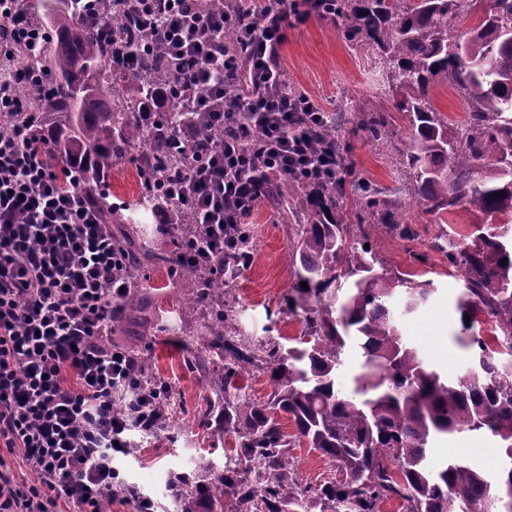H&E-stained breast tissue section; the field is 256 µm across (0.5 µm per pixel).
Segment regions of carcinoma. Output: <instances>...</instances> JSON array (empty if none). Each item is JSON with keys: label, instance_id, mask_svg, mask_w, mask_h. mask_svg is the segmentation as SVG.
I'll list each match as a JSON object with an SVG mask.
<instances>
[{"label": "carcinoma", "instance_id": "cac0c4a2", "mask_svg": "<svg viewBox=\"0 0 512 512\" xmlns=\"http://www.w3.org/2000/svg\"><path fill=\"white\" fill-rule=\"evenodd\" d=\"M122 2L100 0L112 25V41L104 43L77 0H41L31 15L49 39L38 67L53 81L30 98L49 164L64 176L85 175L90 203L111 213L112 223L147 224L158 197L172 196L167 175L195 152L168 142L170 129L189 120L211 141L224 138V128L177 111L181 88L161 46L144 55L134 74L116 67L122 50L149 41ZM320 7L349 47L376 56L381 94L406 113L410 131L398 145L387 109H362L357 121L367 138L395 154L396 186L378 187L357 172L341 140L342 115L327 120L310 143L316 156L336 148V179L296 173L286 187L259 183L254 204L295 224L288 259L296 283L287 305L303 315V330L288 348L248 336L241 311L224 302L227 279L195 264L176 268L177 278L191 283L187 306L208 303L199 335L224 369L220 394L207 401L206 424L216 421L237 447L235 462L207 482L176 476L181 512H193L200 494L214 512H224L226 495L242 505L234 512H308L306 489L286 472L288 449L303 440L343 475L319 488L325 512H378L392 498L402 512H512V0H332ZM462 10L475 16L465 32L454 24ZM445 86L460 98V123L434 104L435 90ZM137 143L145 145V161L136 167L138 197L125 211L111 210L93 183ZM413 199L441 225L433 249L461 281L456 311L469 333V365L453 378L433 368L402 330L400 315L429 298L433 281L385 269L371 239L377 228L415 240L417 230L404 223ZM459 211L482 214L488 224L453 237L444 224ZM170 223L175 235L163 253L135 252L125 233L115 239L129 255V282L140 278L144 261L166 263L193 244L197 230L186 207H173ZM144 310V292L135 286L112 308V332ZM348 347L357 351L358 365L344 379L341 355ZM261 367L274 383L264 405L235 382ZM278 414L294 421L296 435L282 431ZM461 433L493 440L494 471L459 456L433 461L434 440ZM249 462L262 466L253 480L241 468Z\"/></svg>", "mask_w": 512, "mask_h": 512}]
</instances>
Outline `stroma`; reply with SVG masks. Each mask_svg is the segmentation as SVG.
I'll use <instances>...</instances> for the list:
<instances>
[{"label":"stroma","instance_id":"35a3bbf8","mask_svg":"<svg viewBox=\"0 0 512 512\" xmlns=\"http://www.w3.org/2000/svg\"><path fill=\"white\" fill-rule=\"evenodd\" d=\"M279 68L289 85L305 93L327 112L342 111L348 122L342 131L350 146L356 169L372 182L392 183L391 166L385 149L367 139L356 128V111L363 104H374L375 62L373 56L351 51L328 18L310 16L292 22L287 38L278 51ZM258 230L257 249L248 268L224 289L227 301L241 310L246 330L274 342L299 336L302 324L289 314L285 299L295 283L286 256L293 238L287 225L278 223L268 208L254 209L250 216ZM419 236L404 242L377 236L380 254L388 268L402 272L419 269L417 255L428 257L427 267L435 271V293L405 320V335L417 345L426 359L442 374L455 376L467 366L469 353L460 341V325L455 299L461 284L445 276L442 254L433 251L432 241L438 224L425 205L413 201L406 213ZM149 283L144 320L132 321L116 344L144 352L154 372L172 387L176 413L154 437L134 435L132 453L119 457L115 465L129 485L150 496L158 512H175L168 482L174 474L189 472L207 462L223 463L234 455V440L205 438L197 426V411L212 396L210 385L202 381L199 364L211 354L206 339L198 334L195 317L181 315L187 291L175 284L166 264L145 268ZM494 443L490 438H455L435 448L436 458L464 456L475 465L493 468ZM288 459L302 487L316 489L333 476V466L320 452L300 444L290 449Z\"/></svg>","mask_w":512,"mask_h":512}]
</instances>
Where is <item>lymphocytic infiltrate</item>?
I'll use <instances>...</instances> for the list:
<instances>
[{
  "instance_id": "obj_1",
  "label": "lymphocytic infiltrate",
  "mask_w": 512,
  "mask_h": 512,
  "mask_svg": "<svg viewBox=\"0 0 512 512\" xmlns=\"http://www.w3.org/2000/svg\"><path fill=\"white\" fill-rule=\"evenodd\" d=\"M197 0H127L143 31L164 46L182 81L206 87L183 97L181 111L203 112L223 125L202 160L181 175L178 200L189 206L199 237L177 264L211 263L227 242L224 226L254 191L252 155L231 131L249 121L260 138L262 172L287 180L309 168L310 130L325 120L307 95L292 96L271 65L295 13L293 0H237L256 19L249 47L224 55V0L200 10ZM23 0H0V112H23L39 73L18 49H36ZM236 85L225 100L226 85ZM83 179L64 182L29 132L0 125V512H98L114 484L115 459L130 433L157 419L158 400L140 393L138 363L112 346L109 309L128 291L124 257L112 230L86 200ZM130 395L134 413L117 414L112 400ZM34 470L20 484L15 466Z\"/></svg>"
}]
</instances>
